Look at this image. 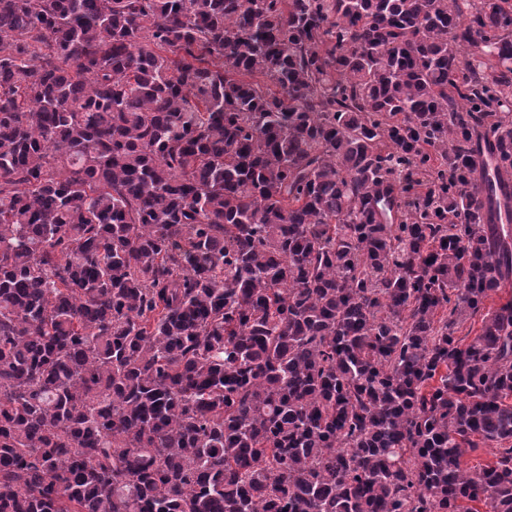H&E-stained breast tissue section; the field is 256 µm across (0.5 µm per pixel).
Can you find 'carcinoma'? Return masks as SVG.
Listing matches in <instances>:
<instances>
[{"label":"carcinoma","mask_w":512,"mask_h":512,"mask_svg":"<svg viewBox=\"0 0 512 512\" xmlns=\"http://www.w3.org/2000/svg\"><path fill=\"white\" fill-rule=\"evenodd\" d=\"M504 288L512 0H0V512H512Z\"/></svg>","instance_id":"carcinoma-1"}]
</instances>
